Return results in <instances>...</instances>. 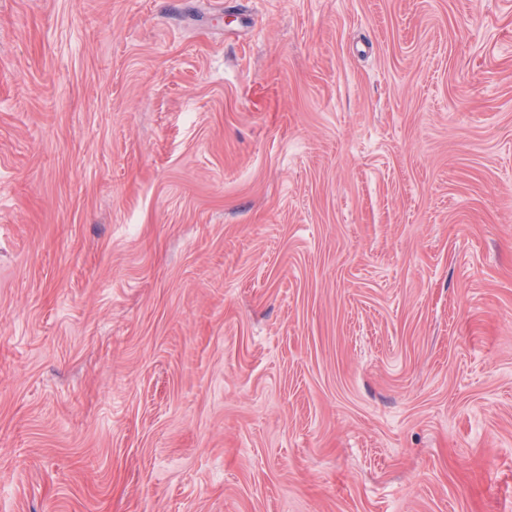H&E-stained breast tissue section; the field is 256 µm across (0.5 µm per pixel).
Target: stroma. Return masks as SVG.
<instances>
[{
	"label": "stroma",
	"mask_w": 512,
	"mask_h": 512,
	"mask_svg": "<svg viewBox=\"0 0 512 512\" xmlns=\"http://www.w3.org/2000/svg\"><path fill=\"white\" fill-rule=\"evenodd\" d=\"M0 512H512V0H0Z\"/></svg>",
	"instance_id": "obj_1"
}]
</instances>
